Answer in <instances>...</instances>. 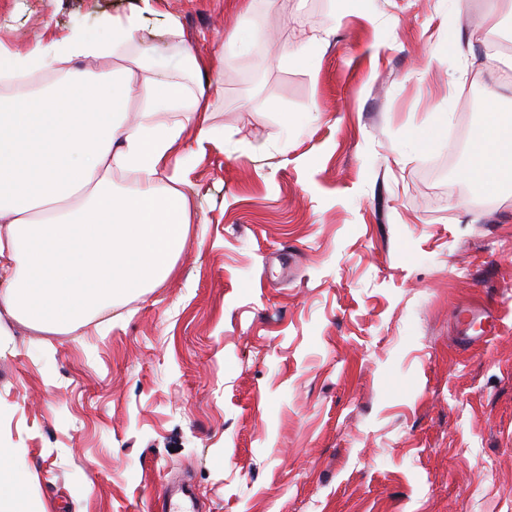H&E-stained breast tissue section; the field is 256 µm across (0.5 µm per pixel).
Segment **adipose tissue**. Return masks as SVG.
I'll list each match as a JSON object with an SVG mask.
<instances>
[{"instance_id": "ef3b65f1", "label": "adipose tissue", "mask_w": 512, "mask_h": 512, "mask_svg": "<svg viewBox=\"0 0 512 512\" xmlns=\"http://www.w3.org/2000/svg\"><path fill=\"white\" fill-rule=\"evenodd\" d=\"M142 11L114 20L111 35L72 30L19 51L0 44V80L66 66L65 75L23 96H0V259L9 274L0 309L33 324L66 328L92 311L144 293L173 271L190 219L178 190L159 184L192 113L196 146L213 142L208 124L211 86L202 74L228 53L246 52L262 30L225 35L210 59L185 53L176 75L135 85L113 66L132 42ZM97 70L70 69L78 58ZM136 119H129L131 101ZM469 164L460 176L494 185L512 181V114L485 101ZM134 176L118 191L113 177ZM17 449L0 448V512H45L32 478L13 464Z\"/></svg>"}]
</instances>
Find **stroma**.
<instances>
[{
    "label": "stroma",
    "instance_id": "1",
    "mask_svg": "<svg viewBox=\"0 0 512 512\" xmlns=\"http://www.w3.org/2000/svg\"><path fill=\"white\" fill-rule=\"evenodd\" d=\"M140 5L0 0V38L99 37ZM488 6L151 0L115 60L138 83L265 36L208 72L216 140L161 181L191 220L169 277L61 331L0 317V440L46 512H155L178 481L200 512H512V187L459 176L480 102L512 109V54L469 37ZM472 303L501 328L463 345Z\"/></svg>",
    "mask_w": 512,
    "mask_h": 512
}]
</instances>
